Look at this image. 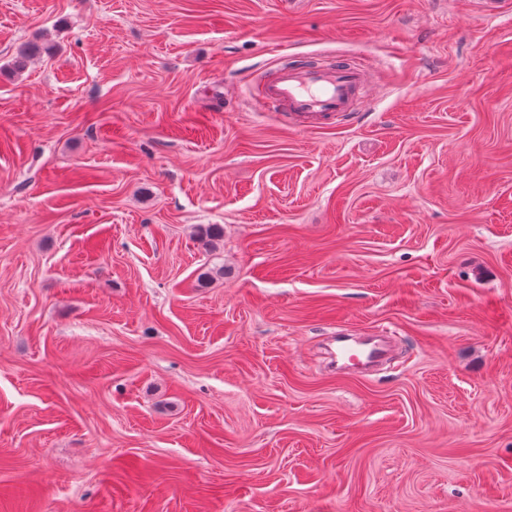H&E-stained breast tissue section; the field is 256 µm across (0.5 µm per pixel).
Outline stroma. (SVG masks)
Listing matches in <instances>:
<instances>
[{"label": "stroma", "mask_w": 512, "mask_h": 512, "mask_svg": "<svg viewBox=\"0 0 512 512\" xmlns=\"http://www.w3.org/2000/svg\"><path fill=\"white\" fill-rule=\"evenodd\" d=\"M0 512H512V0H0ZM367 83V71L344 60L323 68L297 63L279 69L263 87L262 100L296 116L304 130L354 119L353 101Z\"/></svg>", "instance_id": "obj_1"}]
</instances>
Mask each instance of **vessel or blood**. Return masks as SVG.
<instances>
[{
  "label": "vessel or blood",
  "mask_w": 512,
  "mask_h": 512,
  "mask_svg": "<svg viewBox=\"0 0 512 512\" xmlns=\"http://www.w3.org/2000/svg\"><path fill=\"white\" fill-rule=\"evenodd\" d=\"M367 83L366 70L343 60L323 68L297 63L280 68L264 86L262 98L296 116L307 129L353 117V101ZM383 353V346L377 342L360 351L346 346L340 350L341 358L352 366L363 359L379 360Z\"/></svg>",
  "instance_id": "1"
}]
</instances>
